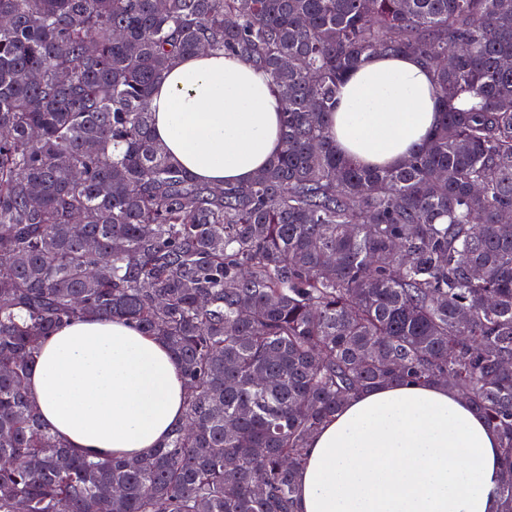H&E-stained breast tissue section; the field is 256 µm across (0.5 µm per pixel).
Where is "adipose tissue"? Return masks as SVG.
Segmentation results:
<instances>
[{"label":"adipose tissue","mask_w":512,"mask_h":512,"mask_svg":"<svg viewBox=\"0 0 512 512\" xmlns=\"http://www.w3.org/2000/svg\"><path fill=\"white\" fill-rule=\"evenodd\" d=\"M172 159L215 187L244 184L282 148L281 99L246 60L181 58L151 100ZM438 100L410 56L370 58L340 86L329 130L362 166H391L433 133ZM29 390L73 454L150 453L185 420V389L166 344L129 323L88 317L40 344ZM499 439L445 386L384 385L353 396L313 436L296 512H498Z\"/></svg>","instance_id":"ef3b65f1"}]
</instances>
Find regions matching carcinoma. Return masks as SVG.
Masks as SVG:
<instances>
[{"label":"carcinoma","mask_w":512,"mask_h":512,"mask_svg":"<svg viewBox=\"0 0 512 512\" xmlns=\"http://www.w3.org/2000/svg\"><path fill=\"white\" fill-rule=\"evenodd\" d=\"M205 45L264 69L282 149L197 181L149 100ZM440 104L396 166L336 152L369 56ZM512 0H0V512H295L311 437L357 393L444 384L501 439L512 512ZM84 317L161 339L186 422L151 453L73 455L28 376Z\"/></svg>","instance_id":"1"}]
</instances>
